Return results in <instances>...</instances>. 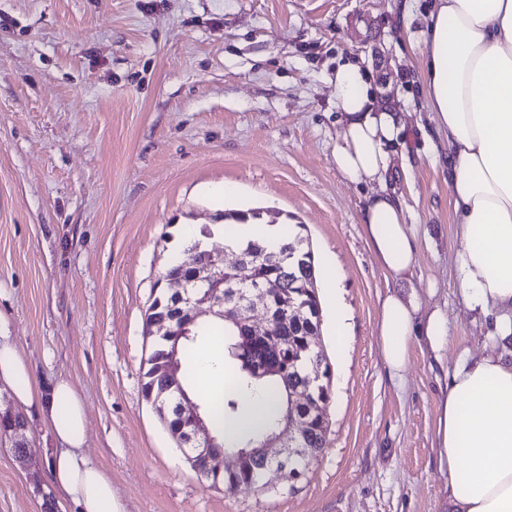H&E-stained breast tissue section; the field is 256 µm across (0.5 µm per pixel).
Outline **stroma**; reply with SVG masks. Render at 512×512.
<instances>
[{
	"mask_svg": "<svg viewBox=\"0 0 512 512\" xmlns=\"http://www.w3.org/2000/svg\"><path fill=\"white\" fill-rule=\"evenodd\" d=\"M432 0H0V334L36 383L70 381L87 413L86 455L124 512H450L439 469L440 386L461 352L512 361L455 282L459 248L448 140L435 128L422 50ZM371 68L378 104L404 127L387 182L417 255L381 268L361 228L371 186L348 183L328 81L340 57ZM258 209L333 262L350 332L331 368L327 444L301 479L214 488L190 466L142 391L145 313L181 227L224 249L228 210ZM441 310L443 362L413 344L393 381L378 337L390 294ZM0 512H41L52 442L34 408L0 391ZM31 456L19 462L12 446Z\"/></svg>",
	"mask_w": 512,
	"mask_h": 512,
	"instance_id": "obj_1",
	"label": "stroma"
}]
</instances>
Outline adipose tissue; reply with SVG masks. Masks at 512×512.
Returning <instances> with one entry per match:
<instances>
[{"label":"adipose tissue","instance_id":"1","mask_svg":"<svg viewBox=\"0 0 512 512\" xmlns=\"http://www.w3.org/2000/svg\"><path fill=\"white\" fill-rule=\"evenodd\" d=\"M428 108L448 138V190L461 246L456 283L467 307L489 317L490 334L512 339V0H434L423 50ZM332 103L343 134L336 166L351 184L384 183L402 128L380 109L371 70L337 66ZM400 197L366 199L361 224L378 263L392 277L415 265V239ZM378 336L384 363L401 378L413 342L441 355L448 320L397 295L382 303ZM0 385L20 407L38 405L53 441L54 488L72 512H122L112 480L83 455L86 409L65 380L31 383L28 364L0 335ZM439 468L448 474L453 512H512V364L461 353L438 406Z\"/></svg>","mask_w":512,"mask_h":512}]
</instances>
